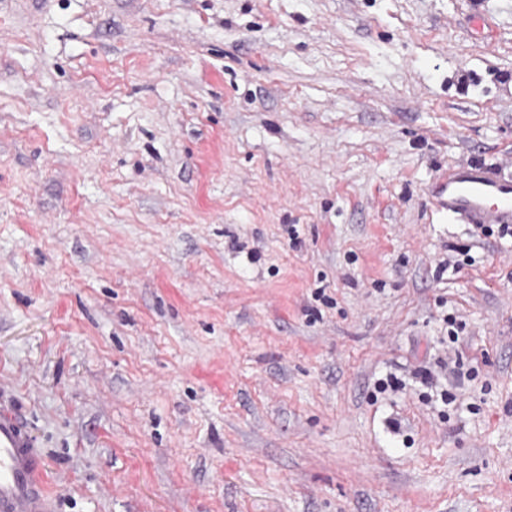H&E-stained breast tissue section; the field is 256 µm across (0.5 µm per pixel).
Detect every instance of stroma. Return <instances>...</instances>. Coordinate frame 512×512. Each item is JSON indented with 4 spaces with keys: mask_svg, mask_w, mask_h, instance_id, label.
Wrapping results in <instances>:
<instances>
[{
    "mask_svg": "<svg viewBox=\"0 0 512 512\" xmlns=\"http://www.w3.org/2000/svg\"><path fill=\"white\" fill-rule=\"evenodd\" d=\"M471 161L512 0H0V389L57 512H512V237L428 194Z\"/></svg>",
    "mask_w": 512,
    "mask_h": 512,
    "instance_id": "1",
    "label": "stroma"
}]
</instances>
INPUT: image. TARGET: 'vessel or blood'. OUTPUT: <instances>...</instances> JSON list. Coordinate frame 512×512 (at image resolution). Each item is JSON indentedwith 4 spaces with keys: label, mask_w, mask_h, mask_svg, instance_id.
Here are the masks:
<instances>
[{
    "label": "vessel or blood",
    "mask_w": 512,
    "mask_h": 512,
    "mask_svg": "<svg viewBox=\"0 0 512 512\" xmlns=\"http://www.w3.org/2000/svg\"><path fill=\"white\" fill-rule=\"evenodd\" d=\"M438 212L468 224H512V176L479 162L449 167L431 185ZM0 512H56L43 456L0 395Z\"/></svg>",
    "instance_id": "1"
}]
</instances>
